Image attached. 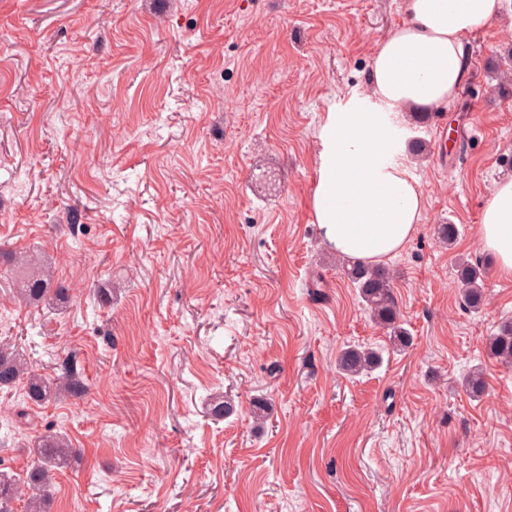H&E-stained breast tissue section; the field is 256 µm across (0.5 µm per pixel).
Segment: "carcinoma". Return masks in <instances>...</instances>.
Wrapping results in <instances>:
<instances>
[{"mask_svg":"<svg viewBox=\"0 0 512 512\" xmlns=\"http://www.w3.org/2000/svg\"><path fill=\"white\" fill-rule=\"evenodd\" d=\"M0 258L10 264L16 276L20 277L21 288L18 293L23 301L29 304L51 300L64 303L68 299L69 287L55 280L50 271L37 268L36 259H19L15 253L1 250ZM341 269L356 285L373 323L387 330L392 348L400 351L409 347L411 336L401 323L392 294L389 269L381 265L360 263H344ZM456 276L465 306L474 311L480 309L486 297L480 267L463 260L457 265ZM486 349L490 358L512 366V321L504 320L497 326V330L488 338ZM382 363V351L355 345L346 347L337 357L338 369L349 377L367 374ZM464 385L472 396H483L486 383L482 371H472ZM18 386L21 387L22 399L21 407L15 412L14 422L24 424L32 421L30 405L40 406L62 392L72 397H81L87 392L72 359L67 358L60 364L58 374L46 377L29 372L19 353L1 347L0 390L11 391ZM34 453L36 460L23 478L0 471V512H12L13 500L24 489L29 491L26 512H49L54 470L62 467L73 456L75 449L71 448L67 435L50 430L38 437Z\"/></svg>","mask_w":512,"mask_h":512,"instance_id":"carcinoma-1","label":"carcinoma"}]
</instances>
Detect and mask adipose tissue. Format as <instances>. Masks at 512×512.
I'll use <instances>...</instances> for the list:
<instances>
[{"instance_id":"obj_1","label":"adipose tissue","mask_w":512,"mask_h":512,"mask_svg":"<svg viewBox=\"0 0 512 512\" xmlns=\"http://www.w3.org/2000/svg\"><path fill=\"white\" fill-rule=\"evenodd\" d=\"M407 22L380 41L369 96L327 116L313 193L323 242L344 258L382 262L402 249L418 224L424 196L406 168L391 161L392 115L448 104L469 74L465 39L496 18L501 0H405ZM482 247L512 280V177L501 179L479 226Z\"/></svg>"}]
</instances>
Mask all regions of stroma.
<instances>
[{
    "label": "stroma",
    "mask_w": 512,
    "mask_h": 512,
    "mask_svg": "<svg viewBox=\"0 0 512 512\" xmlns=\"http://www.w3.org/2000/svg\"><path fill=\"white\" fill-rule=\"evenodd\" d=\"M405 20L404 0H0V245L72 286L34 308L0 285V342L46 376L73 358L88 387L37 429L0 427L18 475L38 428L77 448L51 512H512V367L486 352L512 280L478 236L512 175V0L468 36L456 97L394 120L424 195L384 262L410 348L390 352L314 221L326 117ZM439 112L447 158L414 154ZM347 345L382 366L343 376ZM218 393L231 417L211 415ZM456 268L462 301L466 307L474 311L479 310L483 306L486 297V289L480 267L467 260H463L459 262Z\"/></svg>",
    "instance_id": "stroma-1"
}]
</instances>
